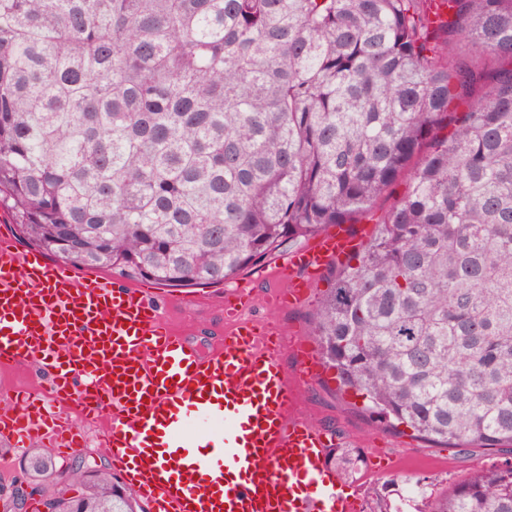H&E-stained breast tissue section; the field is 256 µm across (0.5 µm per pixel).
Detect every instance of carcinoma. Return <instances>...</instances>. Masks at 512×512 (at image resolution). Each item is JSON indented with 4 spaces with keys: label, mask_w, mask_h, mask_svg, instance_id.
<instances>
[{
    "label": "carcinoma",
    "mask_w": 512,
    "mask_h": 512,
    "mask_svg": "<svg viewBox=\"0 0 512 512\" xmlns=\"http://www.w3.org/2000/svg\"><path fill=\"white\" fill-rule=\"evenodd\" d=\"M311 319L374 421L512 453V0H0V206L64 263L224 284L405 170ZM0 473L148 512L103 463ZM74 495H69V492ZM428 512H512V463Z\"/></svg>",
    "instance_id": "obj_1"
}]
</instances>
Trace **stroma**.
<instances>
[{
    "label": "stroma",
    "instance_id": "1",
    "mask_svg": "<svg viewBox=\"0 0 512 512\" xmlns=\"http://www.w3.org/2000/svg\"><path fill=\"white\" fill-rule=\"evenodd\" d=\"M268 262H261L243 271L244 279L250 280L256 301L253 313L260 318L275 320L282 327L288 350L284 354L286 366H293V348L304 345L312 355H319L320 347L312 333L309 316L316 307L329 283L318 279L311 295L299 304L273 308L270 296L278 284L268 278ZM161 296L168 298L170 320L191 336L202 350H209L213 332L224 324V308L220 301V287H160ZM336 383L330 371H321L315 385L300 389L299 403L305 415L332 431L340 433L349 453L371 455L384 453L394 463L392 473L380 475L370 471L368 465L352 470L337 465L347 491L357 497V512H380L385 505L398 504L406 495V478L418 480L422 492L414 496L406 512H425L426 497L451 488L469 477L479 467L492 468L512 460V455L477 449L463 453L445 448L410 434L399 433L386 424L372 421L364 414L354 397L337 393Z\"/></svg>",
    "mask_w": 512,
    "mask_h": 512
}]
</instances>
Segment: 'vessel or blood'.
<instances>
[{"label": "vessel or blood", "mask_w": 512, "mask_h": 512, "mask_svg": "<svg viewBox=\"0 0 512 512\" xmlns=\"http://www.w3.org/2000/svg\"><path fill=\"white\" fill-rule=\"evenodd\" d=\"M340 226L276 257L275 305L300 300L317 273L357 248ZM252 286L224 290V334L203 352L156 292L48 262L0 238V365L48 375L35 395L0 397V438L86 445L79 417L105 427L113 466L150 512H355L327 463L333 435L297 413L305 361L286 370L276 325L250 315Z\"/></svg>", "instance_id": "1"}]
</instances>
